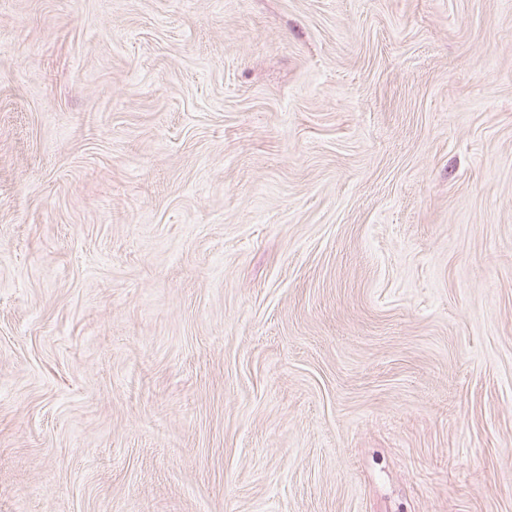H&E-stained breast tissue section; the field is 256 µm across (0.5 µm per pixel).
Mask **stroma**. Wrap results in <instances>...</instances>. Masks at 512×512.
I'll return each mask as SVG.
<instances>
[{
    "instance_id": "stroma-1",
    "label": "stroma",
    "mask_w": 512,
    "mask_h": 512,
    "mask_svg": "<svg viewBox=\"0 0 512 512\" xmlns=\"http://www.w3.org/2000/svg\"><path fill=\"white\" fill-rule=\"evenodd\" d=\"M0 512H512V0H0Z\"/></svg>"
}]
</instances>
